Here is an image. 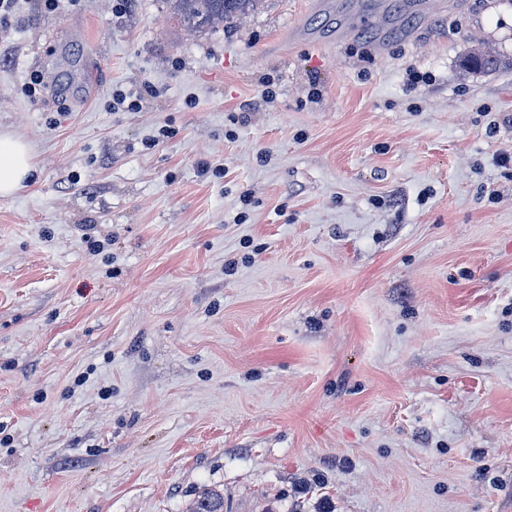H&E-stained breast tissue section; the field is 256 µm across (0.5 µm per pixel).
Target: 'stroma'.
<instances>
[{"mask_svg": "<svg viewBox=\"0 0 512 512\" xmlns=\"http://www.w3.org/2000/svg\"><path fill=\"white\" fill-rule=\"evenodd\" d=\"M367 2L16 0L0 512H512V5ZM260 0H164L170 15L192 33L216 30L224 22L249 14ZM503 61L491 49H480L468 55L462 62L465 71L493 70L502 65ZM34 151L25 139L0 133V198H10L30 178Z\"/></svg>", "mask_w": 512, "mask_h": 512, "instance_id": "obj_1", "label": "stroma"}]
</instances>
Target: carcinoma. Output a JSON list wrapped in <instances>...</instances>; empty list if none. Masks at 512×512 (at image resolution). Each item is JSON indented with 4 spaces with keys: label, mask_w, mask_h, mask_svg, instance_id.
Wrapping results in <instances>:
<instances>
[{
    "label": "carcinoma",
    "mask_w": 512,
    "mask_h": 512,
    "mask_svg": "<svg viewBox=\"0 0 512 512\" xmlns=\"http://www.w3.org/2000/svg\"><path fill=\"white\" fill-rule=\"evenodd\" d=\"M170 15L192 33H205L217 29L234 18L243 17L256 7L259 0H164ZM502 60L490 49H480L462 62L466 71L493 70ZM188 512H224V495L202 492Z\"/></svg>",
    "instance_id": "carcinoma-1"
}]
</instances>
